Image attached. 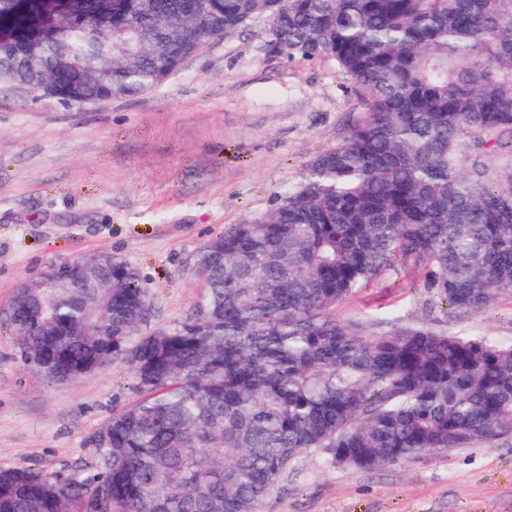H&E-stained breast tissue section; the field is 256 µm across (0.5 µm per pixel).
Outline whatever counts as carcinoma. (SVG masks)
<instances>
[{
  "label": "carcinoma",
  "instance_id": "carcinoma-1",
  "mask_svg": "<svg viewBox=\"0 0 512 512\" xmlns=\"http://www.w3.org/2000/svg\"><path fill=\"white\" fill-rule=\"evenodd\" d=\"M59 8L0 0V83L104 104L263 18L273 51L334 59L360 115L274 208L199 248L204 293L174 325L139 333L150 302L125 264L21 284L5 317L24 366L63 382L124 360L143 396L78 483L0 469V512H260L309 450L374 469L512 438L511 342L333 312L396 261L456 311L512 294V0Z\"/></svg>",
  "mask_w": 512,
  "mask_h": 512
}]
</instances>
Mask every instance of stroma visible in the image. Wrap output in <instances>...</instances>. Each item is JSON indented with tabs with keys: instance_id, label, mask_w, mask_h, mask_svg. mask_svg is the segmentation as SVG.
Listing matches in <instances>:
<instances>
[{
	"instance_id": "1",
	"label": "stroma",
	"mask_w": 512,
	"mask_h": 512,
	"mask_svg": "<svg viewBox=\"0 0 512 512\" xmlns=\"http://www.w3.org/2000/svg\"><path fill=\"white\" fill-rule=\"evenodd\" d=\"M358 112L334 60L273 52L261 20L207 41L162 85L106 105L1 85L0 307L51 263L109 253L138 271L150 327L178 322L202 292L198 248L274 208ZM423 281L417 268L385 272L336 315L512 340V295L462 313ZM140 396L121 360L48 381L19 361L0 325V468L72 474L103 454L113 413ZM262 512H512V441L375 470L312 450Z\"/></svg>"
}]
</instances>
